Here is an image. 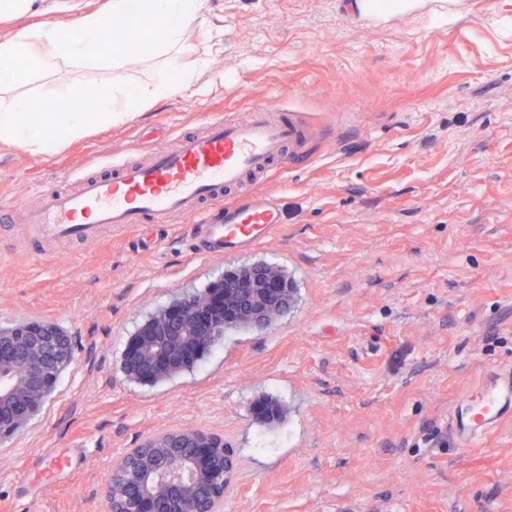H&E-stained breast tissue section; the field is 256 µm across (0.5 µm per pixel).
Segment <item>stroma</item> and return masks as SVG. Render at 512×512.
<instances>
[{"label": "stroma", "mask_w": 512, "mask_h": 512, "mask_svg": "<svg viewBox=\"0 0 512 512\" xmlns=\"http://www.w3.org/2000/svg\"><path fill=\"white\" fill-rule=\"evenodd\" d=\"M448 0L378 19L353 0H207L175 61L199 80L51 154L0 148V205L33 185L139 157L252 103H286L314 134L261 187L265 241L199 254L195 227L112 225L36 248L0 226V325L49 320L75 360L29 427L0 445V512H108L113 460L154 433L223 436L224 512H512V421L459 449L448 417L475 376L512 365V0ZM66 63L28 94L99 85ZM292 283L287 313L226 331L191 369L130 379L150 316L242 267ZM262 399L281 422L254 415Z\"/></svg>", "instance_id": "1"}]
</instances>
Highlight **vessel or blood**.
Instances as JSON below:
<instances>
[{
    "label": "vessel or blood",
    "mask_w": 512,
    "mask_h": 512,
    "mask_svg": "<svg viewBox=\"0 0 512 512\" xmlns=\"http://www.w3.org/2000/svg\"><path fill=\"white\" fill-rule=\"evenodd\" d=\"M306 135L287 107L257 103L246 120H212L202 134L178 137L174 147L84 173L76 187L41 186L24 221L48 242L91 243L103 224H163L179 214L198 225L206 251L246 250L281 221L270 195L254 191V184L284 167ZM234 189L248 193V203L230 200ZM511 418L512 370L502 369L464 393L448 426L460 446L472 448Z\"/></svg>",
    "instance_id": "b4317fda"
}]
</instances>
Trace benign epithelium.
Listing matches in <instances>:
<instances>
[{
    "label": "benign epithelium",
    "instance_id": "obj_1",
    "mask_svg": "<svg viewBox=\"0 0 512 512\" xmlns=\"http://www.w3.org/2000/svg\"><path fill=\"white\" fill-rule=\"evenodd\" d=\"M235 287L260 295L254 289L262 284L253 279V271L244 267L234 274ZM253 317L262 325L269 323L274 307L250 305L244 309L224 295V278L212 282L199 299L188 302L175 299L154 314L138 333V349L125 351L127 374L160 380L196 357L200 346L215 336L224 335V313L230 306ZM74 348L70 338L51 322H22L0 327V444L23 431L48 402L63 370L72 364ZM162 448H186L160 468L153 464ZM219 457L232 471L230 450L224 438L201 428L159 432L140 447L122 453L115 464L135 460L142 472L136 493L138 512H162L161 500L173 497L181 503L179 512H224V483L207 484L206 463ZM103 495L110 512H124L125 495L107 481Z\"/></svg>",
    "mask_w": 512,
    "mask_h": 512
}]
</instances>
